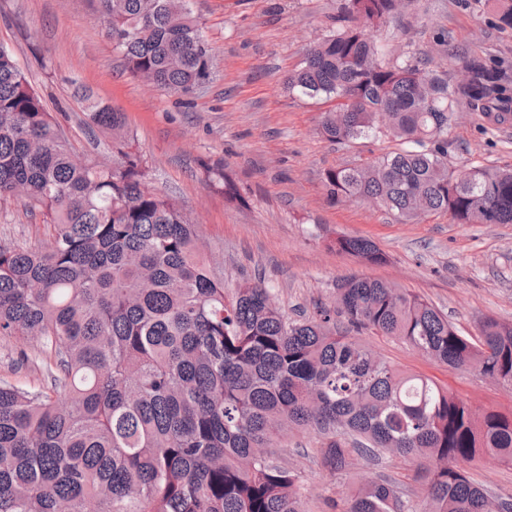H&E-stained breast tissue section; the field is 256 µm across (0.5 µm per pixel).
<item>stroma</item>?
Returning <instances> with one entry per match:
<instances>
[{
	"instance_id": "1",
	"label": "stroma",
	"mask_w": 512,
	"mask_h": 512,
	"mask_svg": "<svg viewBox=\"0 0 512 512\" xmlns=\"http://www.w3.org/2000/svg\"><path fill=\"white\" fill-rule=\"evenodd\" d=\"M341 2L189 0L213 67L209 80L188 93L164 92L127 71L97 0H0V46L13 52L48 110L61 113L78 152L112 156L111 138L88 122V100L123 113L149 167V188L183 204L226 285L262 279L296 318L332 306L338 280L367 276L423 297L466 336H478L486 316L512 321V224H456L445 215L401 224L371 202L328 197L325 170L390 147L386 139L329 142L318 126L331 101L284 87L309 44L335 29ZM375 37L386 57L413 49L452 80L469 54L512 64V29L497 26L484 0H405ZM448 44L457 55H446ZM448 158L457 167H512V118L496 122L459 105ZM217 164L235 178L240 200L207 185L205 168ZM51 233L40 213L0 199V245L41 247ZM339 234L373 240L386 262L368 265L336 252L330 243ZM361 340L397 368L425 374L473 405L512 408L510 386L435 363L394 338L367 332ZM46 360L39 342L0 336V383L41 391ZM283 444L308 512H329L328 499L340 498L347 477L313 461L312 434H288ZM418 468V460L387 456L357 472L390 475L420 502L426 492ZM466 474L512 499V466L476 461Z\"/></svg>"
}]
</instances>
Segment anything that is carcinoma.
Here are the masks:
<instances>
[{"label":"carcinoma","instance_id":"carcinoma-1","mask_svg":"<svg viewBox=\"0 0 512 512\" xmlns=\"http://www.w3.org/2000/svg\"><path fill=\"white\" fill-rule=\"evenodd\" d=\"M512 28V0H489ZM127 69L188 92L212 60L188 0H98ZM402 0H343L336 31L310 44L288 89L336 100L320 133L345 144L389 139L372 160L330 168L335 200H373L401 223L446 214L456 224H512V168L448 162V130L464 100L512 112V74L474 55L450 84L407 51L386 60L367 29ZM112 161L79 155L14 54L0 47V199L24 202L54 228L43 248L0 247V336L54 350L50 388L0 385V512H305L288 433L323 438L320 464L346 474L384 455L421 460L427 512H512L470 482L462 464L512 465V409L471 403L406 373L366 346L396 338L454 369L512 383V322L487 316L481 339L460 335L433 304L389 283L352 276L332 309L290 319L273 293L213 273L198 225L146 187L149 168L125 117L94 103ZM233 201L235 179L207 168ZM336 249L370 265L365 238ZM343 512H421L386 477L357 479Z\"/></svg>","mask_w":512,"mask_h":512}]
</instances>
